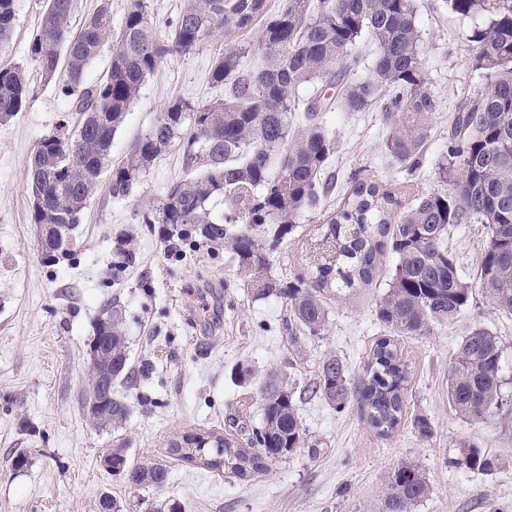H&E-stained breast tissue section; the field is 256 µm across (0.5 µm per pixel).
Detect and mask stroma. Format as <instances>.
Wrapping results in <instances>:
<instances>
[{
	"label": "stroma",
	"mask_w": 512,
	"mask_h": 512,
	"mask_svg": "<svg viewBox=\"0 0 512 512\" xmlns=\"http://www.w3.org/2000/svg\"><path fill=\"white\" fill-rule=\"evenodd\" d=\"M422 71L439 110L415 174L416 193L447 191L439 163L448 148V115L484 87L470 64L473 21L452 13L448 0H416ZM41 18L39 0H15V23L5 55L31 67L29 47ZM260 24L221 29L195 52L167 58L144 83L112 140L120 160L176 99L202 103L224 95L210 80L213 60L225 49L257 43ZM25 110L0 124V512H97L111 494L126 512H155L176 502L186 512H378L390 473L402 464L423 472L430 488L413 512H512V424L497 417L463 419L448 401V366L463 336L481 326L502 343L503 392L512 395V311L499 308L475 287L486 231L480 224L453 227L446 239L462 278L474 286L469 305L428 335L397 338L410 365L405 409L398 430L378 436L357 403L336 411L310 396L322 360L339 358L359 378L376 341L386 331L376 317L395 265L381 257L366 288L325 292L329 320L317 335L292 343L284 329V300H252L238 265L224 248L199 243L169 253L156 224L142 223V209L159 205L173 182L185 177L182 152L159 157L123 199L112 198L109 174L99 187L65 254L46 259L31 221L29 160L39 139L65 116L61 82L33 77ZM336 139L328 172L336 188L320 211L304 214L296 230L270 253L280 278L307 274L317 226L336 210L353 178L398 186L404 174L387 153L381 108L326 113ZM127 238L131 263L119 264L118 240ZM117 303L128 342L132 378L118 386L129 412L118 428L92 424L82 406L89 378L88 345L108 303ZM280 370L296 389L307 443L268 472L240 479L231 472L199 470L167 456L170 440L185 432L230 433V419L260 426L257 384ZM251 370L250 380L240 373ZM426 417L429 436L413 421ZM494 461L477 474L456 467L460 442ZM124 445L135 462L162 461V491L129 486L107 471L101 458ZM24 451L28 464L10 459Z\"/></svg>",
	"instance_id": "35a3bbf8"
}]
</instances>
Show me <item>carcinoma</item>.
Segmentation results:
<instances>
[{"label": "carcinoma", "mask_w": 512, "mask_h": 512, "mask_svg": "<svg viewBox=\"0 0 512 512\" xmlns=\"http://www.w3.org/2000/svg\"><path fill=\"white\" fill-rule=\"evenodd\" d=\"M452 13L480 17L469 42L471 65L484 80V91L459 103L448 130V154L440 166L449 189L406 201L387 185L355 181L343 204L328 215L319 246L325 256L311 262L308 276L287 281L271 274L267 250L257 236L276 245L319 208L333 192L324 178L336 152L323 114L341 105L366 112L381 104L388 128L385 148L410 177L420 167L429 120L438 110L422 74L415 0H284L271 13L266 0H184L169 33L158 40L145 0H132L119 30L112 29L109 0H99L77 32L70 27L73 0H43L41 24L30 57L41 80L66 76L63 95L74 120L59 123L36 144L30 159L29 187L34 224H59L70 238L91 203L99 178L110 170L109 191L125 198L153 163L173 146L193 174L174 182L165 200L141 211L143 224H164L166 247L194 241L223 246L237 259L251 297L288 303L289 339L315 334L328 321L322 293L332 288L372 284L385 251L396 258L388 289L376 308L377 319L393 336H425L453 321L468 305L472 288L445 246L450 228L482 224L488 242L478 262V282L497 306L512 310V0H449ZM262 20L258 39L261 63L245 65L251 46L224 50L210 69L224 97L193 104L170 103L153 126L117 162L112 138L146 79L169 56L186 55L216 30H244ZM15 0H0V51L13 36ZM370 35L375 52L369 73L361 75L358 43ZM111 48L107 76L85 81V71L105 45ZM319 84V93L299 107V90ZM33 87L22 66L0 57V122L22 112ZM304 112L293 125L292 113ZM224 198L227 213L214 214L211 201ZM94 336L112 345L109 378L90 368L84 403L129 379V355L117 307L99 318ZM502 348L498 336L483 327L462 339L448 369V401L468 421L509 418L512 405L502 394ZM409 364L390 338L379 339L363 377L353 384L339 359L322 361L311 384L336 411L356 400L369 426L388 436L401 424ZM262 426L241 442L216 431L186 433L169 441L177 459L241 479L266 472L304 447L306 433L293 401L294 391L276 370L259 384ZM126 404L109 398L100 425L118 426ZM113 468L132 487L160 490L166 465L137 464L125 449L112 450ZM455 463L488 472L493 460L477 446L462 444ZM429 493L415 465L403 464L389 476L380 512H412Z\"/></svg>", "instance_id": "1"}]
</instances>
